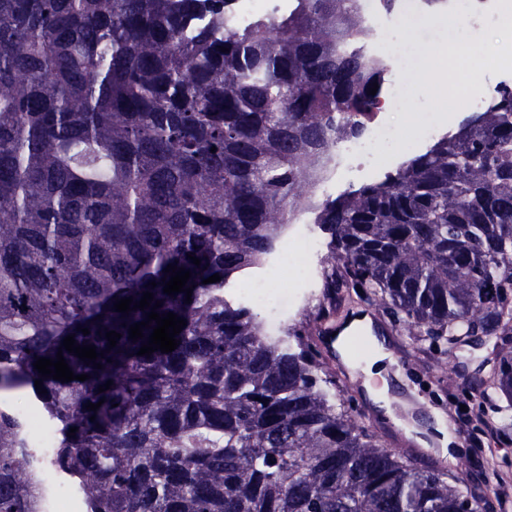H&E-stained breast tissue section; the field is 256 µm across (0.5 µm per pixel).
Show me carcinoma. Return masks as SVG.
Here are the masks:
<instances>
[{"mask_svg": "<svg viewBox=\"0 0 512 512\" xmlns=\"http://www.w3.org/2000/svg\"><path fill=\"white\" fill-rule=\"evenodd\" d=\"M231 2L0 0V398L23 394L55 434L52 466L86 512L502 507L494 460L475 485L467 463L450 473L357 420L305 337L325 311L273 339L225 287L310 207L324 295L379 303L418 352L493 343L471 386L501 412L512 86L382 180L314 205V165L360 129L386 64L365 50L359 0H292L243 27L224 20ZM169 264L191 271L190 303L163 292ZM145 292L186 320L172 352L137 355L157 323L128 329L151 309H113ZM69 335L103 368L64 350L89 379L41 377L33 363ZM29 447L0 403V512H39Z\"/></svg>", "mask_w": 512, "mask_h": 512, "instance_id": "cac0c4a2", "label": "carcinoma"}]
</instances>
